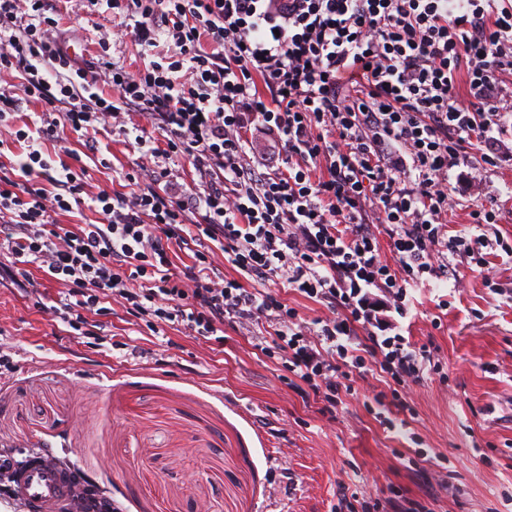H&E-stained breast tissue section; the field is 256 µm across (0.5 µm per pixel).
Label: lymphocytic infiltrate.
Listing matches in <instances>:
<instances>
[{
	"label": "lymphocytic infiltrate",
	"instance_id": "obj_1",
	"mask_svg": "<svg viewBox=\"0 0 512 512\" xmlns=\"http://www.w3.org/2000/svg\"><path fill=\"white\" fill-rule=\"evenodd\" d=\"M134 23L148 62L126 70L99 40L96 60L72 55L44 0H0V123L12 136L20 178L0 176V249L64 289L61 318L76 327L101 297L139 317L203 337L236 318L272 324V347L302 398L336 413L352 371L372 365L388 382L374 401L406 412L400 388L429 373L446 379L430 347L406 337L411 289L447 277L455 262L485 267L512 238L488 234L494 209L471 212L476 235L452 236L448 171L469 149L497 167L512 137V0H85ZM168 52H160V44ZM465 90L470 104L458 106ZM40 112L20 113L21 101ZM153 113L164 149L135 135L154 158L188 156L204 187L190 200L151 184L131 196L90 199L97 223L56 215L81 203L84 181L55 166L48 140L93 130L99 116L127 124ZM274 135L284 167L249 161L248 132ZM321 176H314V168ZM208 238L174 273L164 240ZM393 261H386L382 248ZM235 268L207 281L214 250ZM289 288L334 310L307 323L261 289ZM196 281L185 294L181 278ZM431 512V501L393 486L386 497L336 512Z\"/></svg>",
	"mask_w": 512,
	"mask_h": 512
}]
</instances>
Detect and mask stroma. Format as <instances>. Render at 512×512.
I'll return each mask as SVG.
<instances>
[{
  "label": "stroma",
  "mask_w": 512,
  "mask_h": 512,
  "mask_svg": "<svg viewBox=\"0 0 512 512\" xmlns=\"http://www.w3.org/2000/svg\"><path fill=\"white\" fill-rule=\"evenodd\" d=\"M78 55L108 38L115 61L141 54L124 20L88 14L78 0H46ZM66 158L84 171L86 194H130L153 181V156L134 151L103 117L90 138L70 135ZM465 157L448 173V230L472 233L470 205L499 214L512 237V161L468 179ZM21 288L0 281V452L60 451L92 492L124 512H332L342 489L376 496L389 484L420 494L407 440L366 401L383 390L376 372L355 377L335 415L289 384L279 355L260 349L263 327L239 319L224 342L180 327L154 329L105 297L81 330L59 317L61 288L30 268ZM499 283L500 293L485 288ZM446 296L438 310L434 297ZM409 333L432 345L447 381L403 391L411 426L439 480L434 512H512V258L457 267L416 295Z\"/></svg>",
  "instance_id": "stroma-1"
}]
</instances>
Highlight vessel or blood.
Wrapping results in <instances>:
<instances>
[{
	"mask_svg": "<svg viewBox=\"0 0 512 512\" xmlns=\"http://www.w3.org/2000/svg\"><path fill=\"white\" fill-rule=\"evenodd\" d=\"M28 512H83L84 492L73 466L54 452L28 448L16 453L0 473Z\"/></svg>",
	"mask_w": 512,
	"mask_h": 512,
	"instance_id": "vessel-or-blood-1",
	"label": "vessel or blood"
}]
</instances>
